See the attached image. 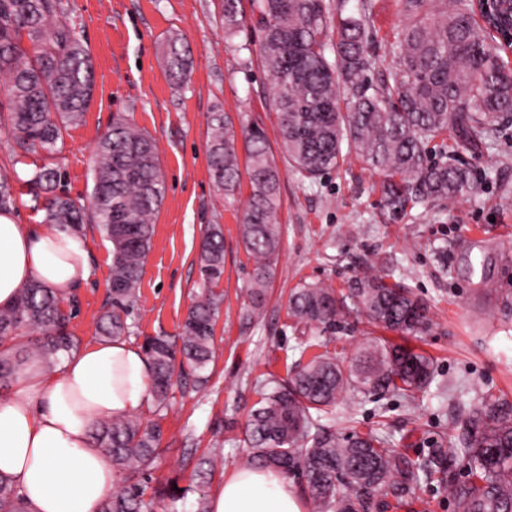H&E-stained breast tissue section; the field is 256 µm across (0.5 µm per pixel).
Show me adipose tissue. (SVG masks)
<instances>
[{"label": "adipose tissue", "mask_w": 512, "mask_h": 512, "mask_svg": "<svg viewBox=\"0 0 512 512\" xmlns=\"http://www.w3.org/2000/svg\"><path fill=\"white\" fill-rule=\"evenodd\" d=\"M90 273L83 237L0 215V308L31 281L66 293ZM149 376L142 352L116 338L74 353L56 373L20 379L0 402V474L17 483L28 512H98L117 474L94 445L91 425L141 409ZM209 512H304V503L282 473L239 470L211 494Z\"/></svg>", "instance_id": "1"}]
</instances>
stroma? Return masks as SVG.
Returning a JSON list of instances; mask_svg holds the SVG:
<instances>
[{
    "mask_svg": "<svg viewBox=\"0 0 512 512\" xmlns=\"http://www.w3.org/2000/svg\"><path fill=\"white\" fill-rule=\"evenodd\" d=\"M92 55L95 90L79 124L63 133L55 155L27 153L0 130V173L20 195L14 217L21 224L43 221L45 193L29 180L42 167L60 169L64 190L87 203L93 188V158L100 137L123 114L154 139L165 196L155 216V233L140 283L136 335H174L199 290L197 256L206 225L224 232V304L215 325L216 357L205 370L208 383L175 392L162 421L161 454L150 471L154 488L178 487L170 512H197L199 493H212L226 474L240 469L246 454L243 427L260 399L261 382L285 380L300 357V341L319 338L325 351L351 360L371 338L400 342L365 316L345 328L318 334L288 314L290 292L320 281L348 293L363 271L397 278L427 303L434 322L411 339L435 363V379L415 408L403 399L345 394L336 405L335 426L389 436L393 447L425 458L447 440L452 418L471 409L481 388L512 401V119L500 126L495 145L452 146L449 160L472 168L474 192L455 205L407 203L389 208L381 195L382 174L347 155L321 181L303 179L280 146L273 110L274 84L263 66L262 32L252 0H240L244 26L224 32L223 0H63ZM374 48L387 57L395 33L406 23L398 0H374ZM190 53L186 85L166 75L170 37ZM221 112L234 130L262 127L280 173L279 222L283 228L276 268L261 312H251L248 290L255 266L239 239L250 198L241 182L232 198L215 191L207 143L211 118ZM92 270L63 309L80 347L98 342L96 317L112 276L111 246L87 225ZM223 459L222 472L202 483L201 454ZM398 512H456L446 486L424 480Z\"/></svg>",
    "mask_w": 512,
    "mask_h": 512,
    "instance_id": "35a3bbf8",
    "label": "stroma"
}]
</instances>
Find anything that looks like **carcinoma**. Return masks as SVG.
Wrapping results in <instances>:
<instances>
[{
	"instance_id": "carcinoma-1",
	"label": "carcinoma",
	"mask_w": 512,
	"mask_h": 512,
	"mask_svg": "<svg viewBox=\"0 0 512 512\" xmlns=\"http://www.w3.org/2000/svg\"><path fill=\"white\" fill-rule=\"evenodd\" d=\"M402 0L407 24L391 44L392 64L383 67L369 40L373 5L337 13L336 39L326 38L325 0H253L263 30L261 57L275 82L281 146L288 164L310 181L355 153L365 166L384 173L382 193L390 206L422 199L450 204L475 190L471 171L431 159L429 145L453 138L474 148L492 146L499 120L512 114V62L474 0ZM239 0H224V28L242 24ZM170 39L168 77L185 82L190 59ZM0 119L27 151L53 155L63 131L81 122L94 92L93 66L62 0H0ZM208 142L211 179L229 197L240 184L236 133L221 115ZM251 188L239 225L240 240L257 263L249 292L253 310L264 305L265 288L279 255L277 222L279 172L266 133L243 132ZM89 207L63 192L62 173L41 168L31 182L50 194L44 220L59 230L84 234V220L96 224L112 244L109 300L97 317L99 334H135L128 322L139 299V284L154 235L152 219L165 186L151 135L121 116L100 140L93 166ZM16 206L13 180L0 175V214ZM199 287L174 336L145 337L141 348L150 365L149 401L156 420L143 423L126 414L97 420L91 438L122 476L99 512H166L167 493L149 489V470L160 454V419L177 381L204 371L215 358L214 326L224 303L215 291L224 275V234L210 224L198 254ZM299 323L333 330L353 314L383 329L421 336L431 327L427 305L412 289L365 273L346 296L319 283H305L289 298ZM70 316L58 291L34 280L15 303L0 309V391L16 384L36 363L56 371L61 357L78 349ZM42 343H15L22 330ZM434 379L433 360L407 343L371 339L349 362L329 353L295 361L285 382L268 381L244 427L246 468H275L300 475L313 512H387L401 505L421 479L448 486L458 512H512V404L480 391L478 405L453 420L458 437L414 460L374 432L351 426L342 434L331 425L339 397L347 392L413 403ZM466 479L459 480V461ZM0 512H27L11 477L0 474Z\"/></svg>"
}]
</instances>
